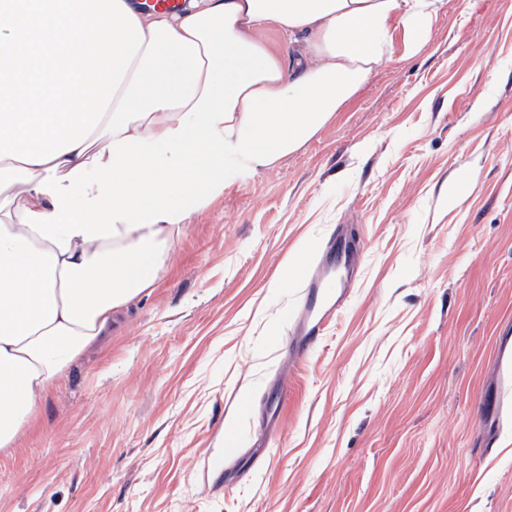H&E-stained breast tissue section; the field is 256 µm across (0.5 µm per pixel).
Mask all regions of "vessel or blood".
I'll use <instances>...</instances> for the list:
<instances>
[{
    "instance_id": "1",
    "label": "vessel or blood",
    "mask_w": 512,
    "mask_h": 512,
    "mask_svg": "<svg viewBox=\"0 0 512 512\" xmlns=\"http://www.w3.org/2000/svg\"><path fill=\"white\" fill-rule=\"evenodd\" d=\"M364 250L365 245L360 239L340 231L333 242L308 259L303 301L290 322L289 355L275 380L279 401L287 400L295 371L343 308L360 269ZM497 356L498 379L492 406L500 409L512 405V350L499 347ZM277 435L273 425H265L254 434L253 447L241 449L236 455L237 460L252 466L261 463L265 445Z\"/></svg>"
}]
</instances>
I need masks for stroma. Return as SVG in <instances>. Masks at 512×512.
<instances>
[{
	"instance_id": "stroma-1",
	"label": "stroma",
	"mask_w": 512,
	"mask_h": 512,
	"mask_svg": "<svg viewBox=\"0 0 512 512\" xmlns=\"http://www.w3.org/2000/svg\"><path fill=\"white\" fill-rule=\"evenodd\" d=\"M392 40L276 167L225 156L149 294L0 450V512H512V408L483 402L512 336V0H445L421 50ZM340 224L358 281L225 491L224 433L250 444L302 261ZM278 436L277 429L267 423L263 428L259 429L253 436V447L256 448H237L236 457L228 464V468H236L238 463L245 460L248 462V466L245 469L239 471V477L243 478L249 474L251 469L256 464H261L264 458V453L267 448H262L268 444L273 438ZM239 452V453H238Z\"/></svg>"
}]
</instances>
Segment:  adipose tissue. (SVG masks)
<instances>
[{
    "mask_svg": "<svg viewBox=\"0 0 512 512\" xmlns=\"http://www.w3.org/2000/svg\"><path fill=\"white\" fill-rule=\"evenodd\" d=\"M444 0H187L138 11L146 40L96 130L42 165L0 161V449L170 242L253 170L310 141L384 67L392 32L422 45ZM279 29L284 57L258 36Z\"/></svg>",
    "mask_w": 512,
    "mask_h": 512,
    "instance_id": "ef3b65f1",
    "label": "adipose tissue"
}]
</instances>
